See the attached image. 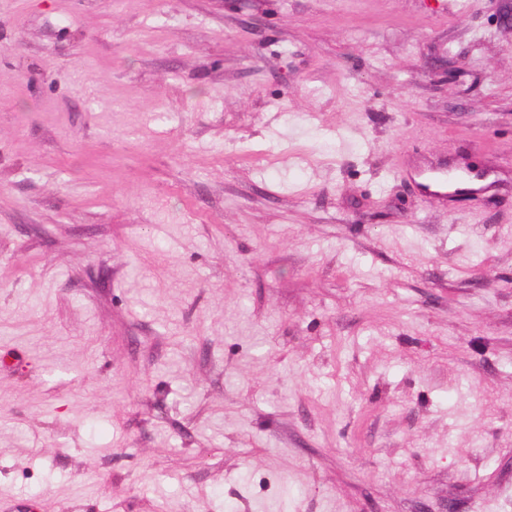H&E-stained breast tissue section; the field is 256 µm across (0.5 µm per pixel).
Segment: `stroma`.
Returning a JSON list of instances; mask_svg holds the SVG:
<instances>
[{
  "label": "stroma",
  "mask_w": 512,
  "mask_h": 512,
  "mask_svg": "<svg viewBox=\"0 0 512 512\" xmlns=\"http://www.w3.org/2000/svg\"><path fill=\"white\" fill-rule=\"evenodd\" d=\"M0 512H512L503 0H0Z\"/></svg>",
  "instance_id": "stroma-1"
}]
</instances>
